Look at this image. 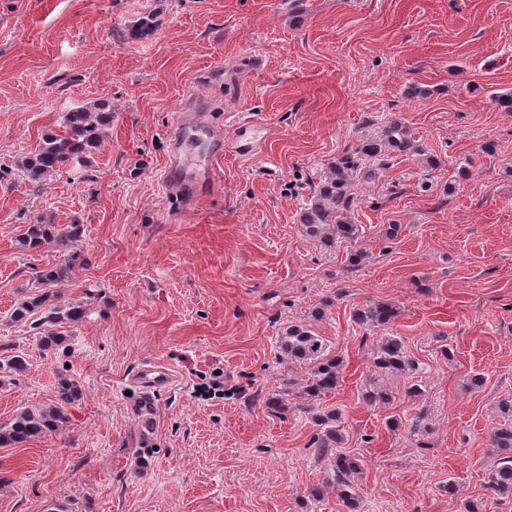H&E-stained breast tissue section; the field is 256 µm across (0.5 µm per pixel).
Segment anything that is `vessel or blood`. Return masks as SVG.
<instances>
[{"instance_id":"vessel-or-blood-1","label":"vessel or blood","mask_w":512,"mask_h":512,"mask_svg":"<svg viewBox=\"0 0 512 512\" xmlns=\"http://www.w3.org/2000/svg\"><path fill=\"white\" fill-rule=\"evenodd\" d=\"M208 141L206 155L193 151L198 136ZM169 153L163 167V180L171 194L188 206H198L211 193L219 181L215 163L224 153V130L212 124L208 113L181 112L168 130ZM139 384L165 388L174 379L171 366L153 361L142 366L135 374Z\"/></svg>"}]
</instances>
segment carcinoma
<instances>
[{"mask_svg":"<svg viewBox=\"0 0 512 512\" xmlns=\"http://www.w3.org/2000/svg\"><path fill=\"white\" fill-rule=\"evenodd\" d=\"M156 28L155 15L151 12L140 17L126 31L129 39H144ZM112 124V113L99 107L79 106L63 114L57 129L47 131L37 149L19 157L15 165L23 171L28 181L40 186L46 176L61 173L74 160L86 162L92 151L100 145L106 128ZM424 149L405 127L390 122L376 137H366L350 147L329 166L314 187L309 202L302 208L299 218L303 232L330 248L342 241L358 238L359 227L350 222L348 214L354 197L351 188L357 181L376 177L386 168L390 155H421ZM83 233L80 224H30L17 239L22 251L37 250L45 245H54L67 250L79 241ZM74 263L37 268L34 279L38 290L17 303L11 312L15 322H26L35 313H40L34 326L39 328L49 323L58 328L41 336L43 349L61 346L64 331L60 326L74 324L84 315V308L75 302L58 303L60 293L54 288L74 276ZM397 315L390 303L373 302L353 312V322L362 327H383ZM281 353L291 360L308 365L300 397L306 400L301 409L313 414L319 433L309 441L308 448L318 460L330 462L338 497L344 512H358L359 501L353 492L355 477L360 473L359 459L345 447L344 424L336 409L323 410L319 405L329 394H334L341 384L343 361L326 352L324 340L313 331V324H291L279 339ZM371 366L384 375H405L418 370L410 358L403 339L399 336H382L374 348ZM28 368V359L23 354H12L0 358V372L20 375ZM284 388L267 395L262 405L273 415L288 412V397L293 382L283 381ZM81 399L78 381L67 376L60 379L56 399L38 408H22L7 422L0 423V448H17L34 438L58 429L67 419V406ZM506 422L498 424L491 433V446L499 455L497 463L487 476L486 490L494 499L512 498V399L498 406ZM137 414L143 428L150 432L154 421L151 396H140Z\"/></svg>","mask_w":512,"mask_h":512,"instance_id":"1","label":"carcinoma"}]
</instances>
